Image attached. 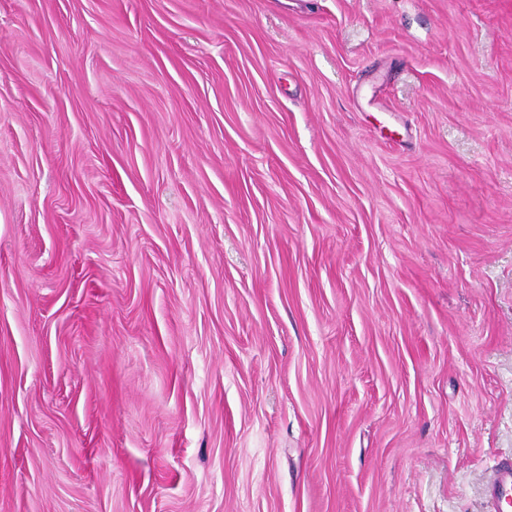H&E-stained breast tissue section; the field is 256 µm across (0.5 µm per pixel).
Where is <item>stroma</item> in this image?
<instances>
[{
    "instance_id": "1",
    "label": "stroma",
    "mask_w": 512,
    "mask_h": 512,
    "mask_svg": "<svg viewBox=\"0 0 512 512\" xmlns=\"http://www.w3.org/2000/svg\"><path fill=\"white\" fill-rule=\"evenodd\" d=\"M512 458V0H0V512H488Z\"/></svg>"
}]
</instances>
